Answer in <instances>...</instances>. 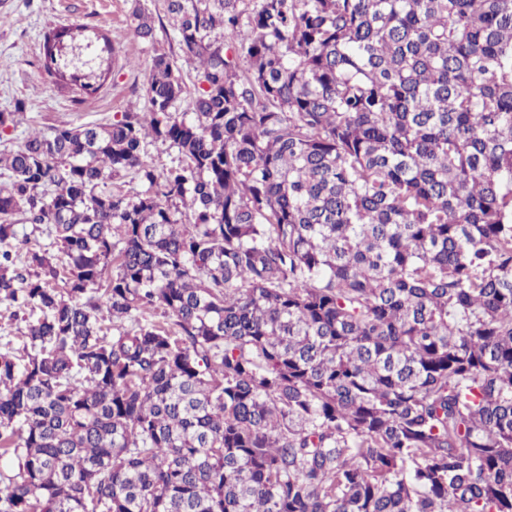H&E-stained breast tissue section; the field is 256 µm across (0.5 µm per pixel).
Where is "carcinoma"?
I'll use <instances>...</instances> for the list:
<instances>
[{"mask_svg": "<svg viewBox=\"0 0 512 512\" xmlns=\"http://www.w3.org/2000/svg\"><path fill=\"white\" fill-rule=\"evenodd\" d=\"M163 11L143 109L0 152V512H512V0ZM147 161L158 169L168 167L176 161L178 151L168 144L156 143L148 146ZM15 308L6 303H0V351L10 349L20 355L22 351L26 323L23 319V313L13 317Z\"/></svg>", "mask_w": 512, "mask_h": 512, "instance_id": "carcinoma-1", "label": "carcinoma"}]
</instances>
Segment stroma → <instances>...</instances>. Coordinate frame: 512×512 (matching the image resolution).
I'll return each instance as SVG.
<instances>
[{
	"label": "stroma",
	"instance_id": "stroma-1",
	"mask_svg": "<svg viewBox=\"0 0 512 512\" xmlns=\"http://www.w3.org/2000/svg\"><path fill=\"white\" fill-rule=\"evenodd\" d=\"M150 12L162 11L161 0H0V111L12 110L23 100L26 110L7 135L0 136V150L14 149L35 132L50 133L57 126L77 127L112 121L131 107H143V83L153 48L176 50L172 30H157L156 45L149 46L133 36L128 15L134 3ZM110 32L120 47V59L135 60L134 68H117L99 91L75 101L71 92L57 88L44 74L40 61L42 31L47 21Z\"/></svg>",
	"mask_w": 512,
	"mask_h": 512
}]
</instances>
